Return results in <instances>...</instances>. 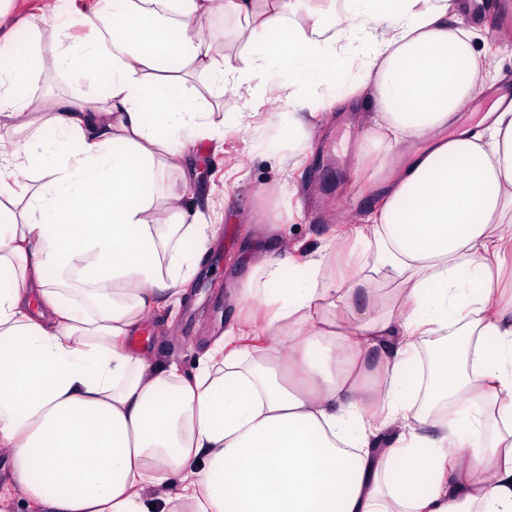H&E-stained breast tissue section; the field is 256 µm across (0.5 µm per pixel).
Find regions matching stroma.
Masks as SVG:
<instances>
[{"label":"stroma","mask_w":512,"mask_h":512,"mask_svg":"<svg viewBox=\"0 0 512 512\" xmlns=\"http://www.w3.org/2000/svg\"><path fill=\"white\" fill-rule=\"evenodd\" d=\"M493 13L483 18L458 9V26L480 35L494 54L483 90L459 112L457 123L476 127L492 103L512 95V0H492ZM366 108L347 101L317 112L311 146L293 169L283 168L284 152L275 139L255 144L241 132L226 134L221 148L205 144L191 150L184 166L197 208L219 223L220 231L177 305L155 311L132 338L133 350L175 360L192 371L198 357L227 330L232 299L251 272L252 254L270 236L302 257L330 238L340 224L364 223L382 200L376 190L378 165L361 166L358 145ZM284 185L283 193L266 196L265 188Z\"/></svg>","instance_id":"35a3bbf8"}]
</instances>
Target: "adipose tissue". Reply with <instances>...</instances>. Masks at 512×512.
Here are the masks:
<instances>
[{
  "label": "adipose tissue",
  "mask_w": 512,
  "mask_h": 512,
  "mask_svg": "<svg viewBox=\"0 0 512 512\" xmlns=\"http://www.w3.org/2000/svg\"><path fill=\"white\" fill-rule=\"evenodd\" d=\"M306 2L55 9L23 50L0 30V453L33 512H512V105L455 130L486 52L450 0ZM47 34L102 94L40 90ZM336 85L373 113L360 160L392 163L341 273L332 244L269 241L195 372L132 351L216 237L165 183L188 147L262 138L283 97L289 165Z\"/></svg>",
  "instance_id": "adipose-tissue-1"
}]
</instances>
